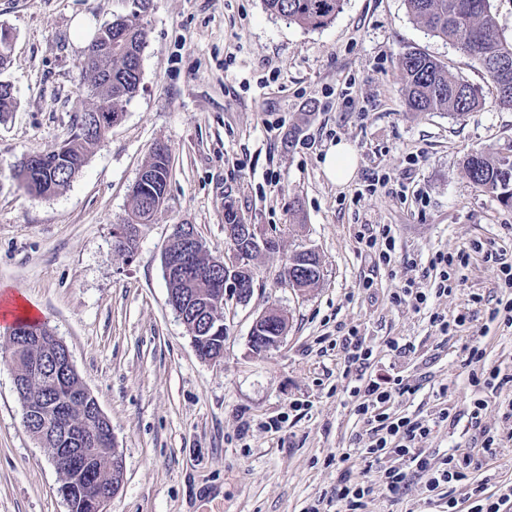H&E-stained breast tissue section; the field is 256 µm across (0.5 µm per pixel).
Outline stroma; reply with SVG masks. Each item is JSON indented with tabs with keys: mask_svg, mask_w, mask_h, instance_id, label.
<instances>
[{
	"mask_svg": "<svg viewBox=\"0 0 512 512\" xmlns=\"http://www.w3.org/2000/svg\"><path fill=\"white\" fill-rule=\"evenodd\" d=\"M128 10V0H0V26L14 35L0 79L15 98L0 116V289L38 310L112 425L124 477L108 512H304L315 502L336 512L341 474L380 483L357 452L367 439L350 393L358 373L337 344L352 330L373 351L371 373L393 366L417 386L394 411L429 416L439 384H449L457 418L427 447L477 453L460 350L480 341L488 362L512 368V328L488 320L500 297L495 267L473 255L460 290L437 299L448 314L471 312L448 338L392 297L409 282L429 284L439 250L479 242L512 260V206L462 170L473 150L512 156V110L496 105L479 64L420 28L405 0H344L316 30L271 15L263 0H151L141 83L121 122L66 188L29 196L14 175L21 157L58 148L91 104L84 35ZM79 16L89 20L82 31ZM413 48L471 83L483 107L461 117L407 111L395 71ZM340 140L357 155L343 184L324 170ZM158 141L171 154L166 200L126 255L114 229ZM374 171L388 180L364 192ZM229 207L279 248L255 259L247 303L225 295L224 356L205 362L168 302L162 256L176 224L194 225L210 256L228 255ZM386 225L397 247L383 265L359 238ZM305 249L323 276L299 293L281 274ZM270 306L288 329L257 356L251 327ZM398 337L415 342L410 358L389 350ZM9 355L0 329V512H68L49 451L22 425ZM367 510L447 505L428 500L414 477L398 500L375 492Z\"/></svg>",
	"mask_w": 512,
	"mask_h": 512,
	"instance_id": "obj_1",
	"label": "stroma"
}]
</instances>
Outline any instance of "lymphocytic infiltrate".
I'll return each mask as SVG.
<instances>
[{
  "label": "lymphocytic infiltrate",
  "instance_id": "obj_1",
  "mask_svg": "<svg viewBox=\"0 0 512 512\" xmlns=\"http://www.w3.org/2000/svg\"><path fill=\"white\" fill-rule=\"evenodd\" d=\"M471 258V251L467 248L453 254L436 252L430 261V267L436 273L433 282L425 288L410 287L406 290L415 309H429V321L441 335L458 332L466 324L467 316L462 312L447 315L439 309L430 308L429 303L431 299L456 290L459 281L454 272L457 268L469 266ZM462 363L469 370L471 385L480 391L472 402L469 424L483 437V458H492L497 454L500 439L498 434L484 427L483 412L492 400L512 390V371L487 364L484 350L473 342L464 345ZM412 391V386L398 374L379 375L353 388L352 393L357 399L355 412L369 428L368 441L359 451L366 469H380L386 490L394 496L399 495L412 473L424 479L427 492L432 494L472 481L483 459H475L469 454H451L437 461L423 446L434 428L448 420V407L439 408L435 416L427 420L396 417L390 413L392 399Z\"/></svg>",
  "mask_w": 512,
  "mask_h": 512
}]
</instances>
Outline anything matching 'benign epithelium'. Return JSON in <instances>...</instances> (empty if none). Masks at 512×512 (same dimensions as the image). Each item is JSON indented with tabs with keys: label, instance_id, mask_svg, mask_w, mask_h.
<instances>
[{
	"label": "benign epithelium",
	"instance_id": "1",
	"mask_svg": "<svg viewBox=\"0 0 512 512\" xmlns=\"http://www.w3.org/2000/svg\"><path fill=\"white\" fill-rule=\"evenodd\" d=\"M239 230L241 238L231 240L230 258H209V266L224 270V281L215 283V287L209 289L203 298L205 312L208 313L204 330L211 336L224 334V293L230 290L239 292L244 295L242 302H247V292L237 289L239 281L235 277L252 269L254 256L279 249L278 242L265 236L256 224H241ZM181 239L186 249L183 250V257L169 260L168 274L171 277L183 274L184 268L193 261V254L200 243L192 224L183 225ZM286 331L283 311L277 307L266 309L256 317L251 328L249 343L253 353H263L262 342L266 340L280 343ZM25 345L31 350V355L26 366L16 370L14 385L18 397L23 401L22 420L29 424L43 420V413L41 407L26 398L27 386L44 374L46 365L57 359V353L45 344L41 336L28 338ZM77 399L90 404V419L76 423L66 415H58L51 423V428L70 444L68 448L52 449L60 473H69V476L62 477L60 494L69 500L74 488L79 487L90 512H107L109 501L123 482V475L117 470L115 460L111 457L103 459L98 454V449L112 446V427L88 388H82Z\"/></svg>",
	"mask_w": 512,
	"mask_h": 512
}]
</instances>
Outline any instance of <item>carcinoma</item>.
I'll return each mask as SVG.
<instances>
[{
    "instance_id": "1",
    "label": "carcinoma",
    "mask_w": 512,
    "mask_h": 512,
    "mask_svg": "<svg viewBox=\"0 0 512 512\" xmlns=\"http://www.w3.org/2000/svg\"><path fill=\"white\" fill-rule=\"evenodd\" d=\"M150 0H131L129 12L100 27L87 46L82 69L90 78L92 106L81 113L75 130L66 141L62 153L53 150L41 152L43 160L29 167L21 159L16 177L26 193L33 197H50L64 189L81 171L92 149L108 133L111 117L124 112L125 104L135 95L141 81V62L147 44L143 16ZM270 14L303 28L320 29L333 23L343 9L344 0H263ZM412 19L431 35L458 47L477 61L487 80L496 91L495 103L512 109V90L500 86L498 64L505 55L512 56V42L504 39L498 30L490 0H405ZM112 43V54L100 49ZM396 78L402 86L403 103L409 112H447L464 115L482 106L476 89L467 81L448 72L439 60L421 50H407L400 54ZM468 179L501 203L512 206V159L489 157L475 150L467 154L462 164ZM143 170L147 177L146 190L132 198L131 217L140 216L139 227L150 223L157 212L156 201L166 196L169 178V154L160 152L159 144L150 150ZM200 273L183 279H171L168 288L170 305L181 298L201 296L215 281L224 279V272L209 270L205 258L197 259ZM14 342L20 336H53L42 322L19 320L9 327ZM55 365L47 367V375L35 381L30 392L35 402L47 407L50 414L69 408L71 391L80 387L78 373L65 378L60 387Z\"/></svg>"
}]
</instances>
